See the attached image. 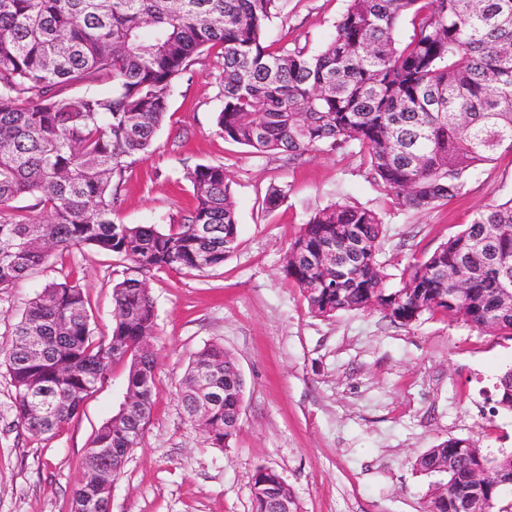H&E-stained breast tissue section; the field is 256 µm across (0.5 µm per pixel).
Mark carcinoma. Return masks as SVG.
<instances>
[{"instance_id": "carcinoma-1", "label": "carcinoma", "mask_w": 512, "mask_h": 512, "mask_svg": "<svg viewBox=\"0 0 512 512\" xmlns=\"http://www.w3.org/2000/svg\"><path fill=\"white\" fill-rule=\"evenodd\" d=\"M287 0H0V210L21 196L43 219L0 216V290L53 251L92 248L120 257L115 322L92 339L82 288L46 284L13 324L4 364L14 407L32 433L53 436L75 419L112 363L129 361L128 413L94 437L72 512H107L112 483L150 418L157 361L154 271L202 272L237 248L238 222L224 167L186 169L193 207L166 230L112 215L132 164L152 153L180 76L193 57L219 49L224 138L293 161L328 144H353L369 174L408 209L425 212L465 192L470 171L512 153V0H347L315 53L271 50L269 22ZM411 32L400 44L399 23ZM83 91L73 92L71 88ZM383 222L371 209L336 203L292 240L283 272L312 313L375 309L398 325L445 313L480 331L512 335V200L477 207L459 234L414 258L397 286L378 259ZM512 410V369L496 385ZM218 399L196 417L208 393ZM243 379L220 344L197 352L181 400L215 448L239 429ZM436 477L428 512H457L476 474L480 512H503L512 455L489 458L450 437L417 460ZM253 512L292 497L280 474L251 478Z\"/></svg>"}]
</instances>
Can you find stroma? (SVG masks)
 <instances>
[{
  "label": "stroma",
  "mask_w": 512,
  "mask_h": 512,
  "mask_svg": "<svg viewBox=\"0 0 512 512\" xmlns=\"http://www.w3.org/2000/svg\"><path fill=\"white\" fill-rule=\"evenodd\" d=\"M345 7V0H288L267 38L291 50L320 49ZM221 71L213 49L187 69L154 152L132 165L118 190L120 222L165 228L189 212L185 168L223 166L239 238L221 266L146 278L157 308L154 405L112 486V512H252L251 477L261 465L288 483L297 512H426L431 478L414 463L428 448L456 437L491 457L512 452V411L496 391L512 367V338L441 314L410 326L376 310L317 316L285 278L284 253L314 212L362 205L381 214L379 258L399 276L409 260L463 230L476 207L512 198V153L480 165L464 196L420 213L393 203L357 146L290 164L224 139L215 123ZM276 188L284 198L267 209ZM122 271L118 258L90 249L54 254L0 291V350L36 293L67 275L85 293L94 339H107ZM212 343L224 346L244 380L240 429L224 448L190 422L180 399L192 355ZM126 375V362L114 364L80 415L48 437L18 422L0 365V512H72L84 454L118 412Z\"/></svg>",
  "instance_id": "stroma-1"
}]
</instances>
